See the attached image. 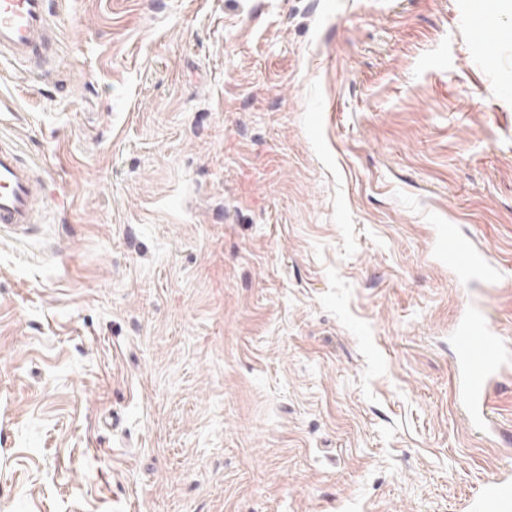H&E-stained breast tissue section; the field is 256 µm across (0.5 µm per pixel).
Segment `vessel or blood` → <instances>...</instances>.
<instances>
[{
    "label": "vessel or blood",
    "mask_w": 512,
    "mask_h": 512,
    "mask_svg": "<svg viewBox=\"0 0 512 512\" xmlns=\"http://www.w3.org/2000/svg\"><path fill=\"white\" fill-rule=\"evenodd\" d=\"M48 0H0V58L46 66L52 55ZM46 183L15 146L0 142V228L25 233L46 206ZM439 249L449 268L464 282L480 280L494 287L504 273L489 251L473 247L456 229L442 234ZM455 395L471 424L490 426L489 394L501 376L506 358L503 339L486 311L466 309L454 330ZM472 512H512V478L495 475L484 483Z\"/></svg>",
    "instance_id": "obj_1"
}]
</instances>
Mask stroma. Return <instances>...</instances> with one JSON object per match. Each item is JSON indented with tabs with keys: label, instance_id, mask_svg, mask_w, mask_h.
Returning a JSON list of instances; mask_svg holds the SVG:
<instances>
[{
	"label": "stroma",
	"instance_id": "35a3bbf8",
	"mask_svg": "<svg viewBox=\"0 0 512 512\" xmlns=\"http://www.w3.org/2000/svg\"><path fill=\"white\" fill-rule=\"evenodd\" d=\"M0 139V512H468L512 464L454 397L452 224L512 269V39L471 0H49ZM47 201L44 179L21 159L15 146L0 142V228L24 234L38 224L39 212Z\"/></svg>",
	"mask_w": 512,
	"mask_h": 512
}]
</instances>
